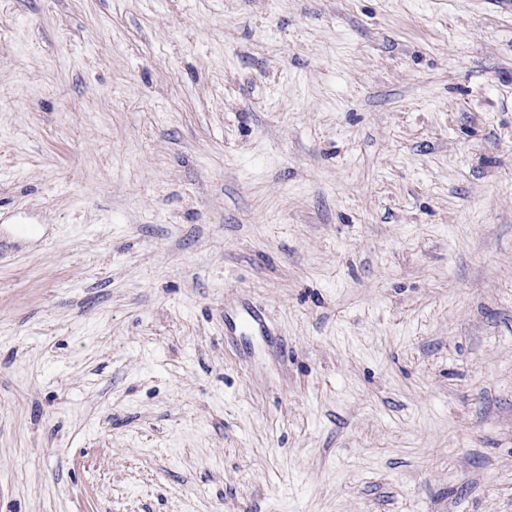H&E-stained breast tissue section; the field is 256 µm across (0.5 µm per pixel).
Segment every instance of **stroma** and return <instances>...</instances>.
<instances>
[{"label": "stroma", "instance_id": "obj_1", "mask_svg": "<svg viewBox=\"0 0 512 512\" xmlns=\"http://www.w3.org/2000/svg\"><path fill=\"white\" fill-rule=\"evenodd\" d=\"M0 512H512V0H0Z\"/></svg>", "mask_w": 512, "mask_h": 512}]
</instances>
